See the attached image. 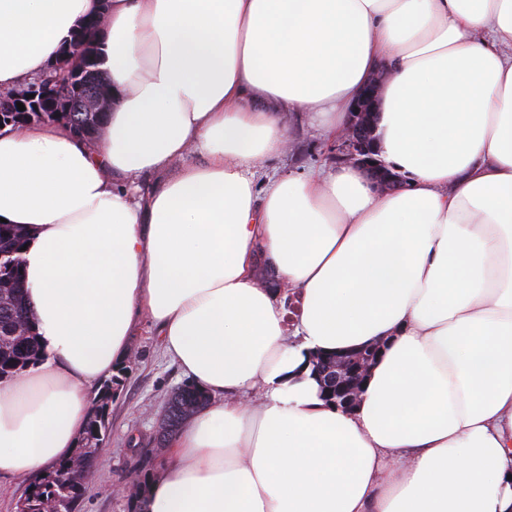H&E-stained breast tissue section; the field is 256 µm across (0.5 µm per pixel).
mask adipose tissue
<instances>
[{"label": "adipose tissue", "mask_w": 512, "mask_h": 512, "mask_svg": "<svg viewBox=\"0 0 512 512\" xmlns=\"http://www.w3.org/2000/svg\"><path fill=\"white\" fill-rule=\"evenodd\" d=\"M98 14L103 140L0 131L42 348L0 379V481L73 456L145 313L206 396L145 512H512V0H0V89ZM383 66L403 188L258 178L284 113L336 137ZM379 340L358 407L323 401L310 356Z\"/></svg>", "instance_id": "1"}]
</instances>
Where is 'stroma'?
Segmentation results:
<instances>
[{"label":"stroma","mask_w":512,"mask_h":512,"mask_svg":"<svg viewBox=\"0 0 512 512\" xmlns=\"http://www.w3.org/2000/svg\"><path fill=\"white\" fill-rule=\"evenodd\" d=\"M285 125L287 154L260 161V169L300 172L333 167L331 142L321 132L306 126L297 113L286 115ZM118 376L104 451L86 483L79 512H129L130 493L141 475L140 451L153 445L167 395L187 382L179 366L163 355L157 330L146 318L134 328L129 356Z\"/></svg>","instance_id":"stroma-1"}]
</instances>
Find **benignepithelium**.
<instances>
[{"instance_id": "benign-epithelium-1", "label": "benign epithelium", "mask_w": 512, "mask_h": 512, "mask_svg": "<svg viewBox=\"0 0 512 512\" xmlns=\"http://www.w3.org/2000/svg\"><path fill=\"white\" fill-rule=\"evenodd\" d=\"M80 32L74 33V44L69 46L63 58L67 80L79 84L82 69L78 63L83 47L79 46ZM385 70L377 71L366 84L351 107V118L341 147L335 155L336 162L362 169L367 178L381 191H397L400 183L385 163L378 158L376 148V103L379 92L387 80ZM43 79L37 78L28 86L13 91L10 97L0 101V130L13 125L11 113L18 111L17 103L25 106V119L21 125L42 120L51 115L58 117L66 111L59 100L47 101L48 94L42 88ZM384 348L379 342L359 349L318 354L311 358L313 376L320 383V396L330 404L346 410L358 405L370 369Z\"/></svg>"}]
</instances>
